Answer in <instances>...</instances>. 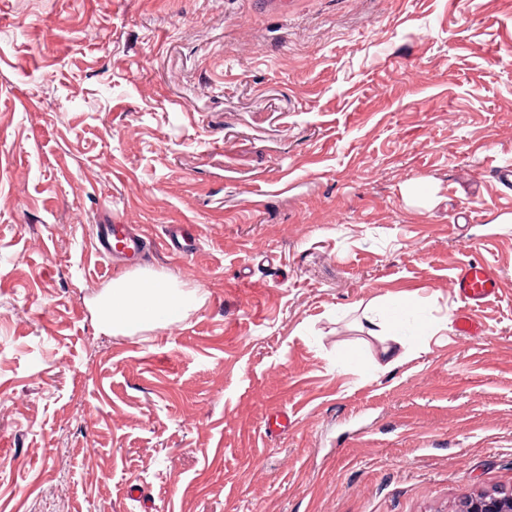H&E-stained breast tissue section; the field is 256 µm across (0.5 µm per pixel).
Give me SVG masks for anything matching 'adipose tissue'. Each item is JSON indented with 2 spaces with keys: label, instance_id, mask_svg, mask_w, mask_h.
Segmentation results:
<instances>
[{
  "label": "adipose tissue",
  "instance_id": "ef3b65f1",
  "mask_svg": "<svg viewBox=\"0 0 512 512\" xmlns=\"http://www.w3.org/2000/svg\"><path fill=\"white\" fill-rule=\"evenodd\" d=\"M204 302L199 291L183 289L169 278L126 273L113 279L108 291L96 301L94 315L102 331L126 335L181 322Z\"/></svg>",
  "mask_w": 512,
  "mask_h": 512
}]
</instances>
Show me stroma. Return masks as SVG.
<instances>
[{
  "instance_id": "35a3bbf8",
  "label": "stroma",
  "mask_w": 512,
  "mask_h": 512,
  "mask_svg": "<svg viewBox=\"0 0 512 512\" xmlns=\"http://www.w3.org/2000/svg\"><path fill=\"white\" fill-rule=\"evenodd\" d=\"M508 165L512 0H0V512L512 492ZM96 224L153 248L103 261ZM474 258L499 288L470 311ZM134 270L205 303L105 333ZM402 297L431 332L370 334ZM196 235L186 233L179 226H172L166 234V246L168 250L181 254H193L198 248ZM453 286L461 300L471 309L483 305L495 296L498 281L486 263L474 260L460 268Z\"/></svg>"
}]
</instances>
